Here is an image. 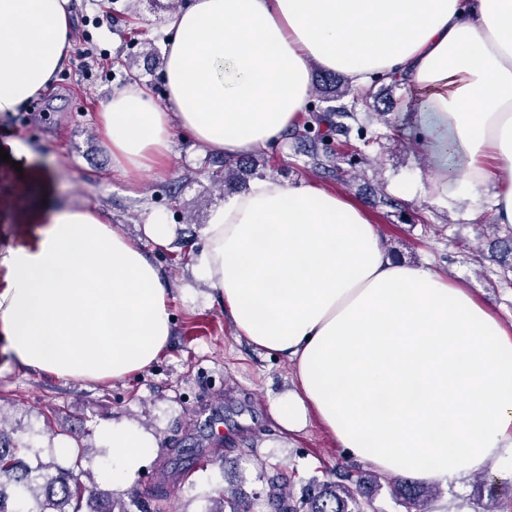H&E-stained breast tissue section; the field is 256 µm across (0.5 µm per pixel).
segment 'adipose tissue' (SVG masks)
Segmentation results:
<instances>
[{"label":"adipose tissue","instance_id":"obj_1","mask_svg":"<svg viewBox=\"0 0 512 512\" xmlns=\"http://www.w3.org/2000/svg\"><path fill=\"white\" fill-rule=\"evenodd\" d=\"M69 0H0V113L47 89L72 48ZM165 103L130 84L99 121L112 167L150 168L175 129L229 157L267 148L312 93V64L362 86L402 73L408 120L434 159L444 206L494 181L512 225V0H189L170 19ZM8 259L0 337L19 366L119 381L147 369L172 332L168 274L92 208L46 205ZM199 278L238 335L282 358L294 388L272 413L309 416L345 457L424 485L484 471L512 451V324L445 274L394 260L367 213L315 184L260 179L204 229ZM106 476L123 485L154 438L115 424Z\"/></svg>","mask_w":512,"mask_h":512}]
</instances>
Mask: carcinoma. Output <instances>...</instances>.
<instances>
[{
  "label": "carcinoma",
  "instance_id": "obj_1",
  "mask_svg": "<svg viewBox=\"0 0 512 512\" xmlns=\"http://www.w3.org/2000/svg\"><path fill=\"white\" fill-rule=\"evenodd\" d=\"M350 119L358 122L357 113L341 108L329 114L311 112L303 125V136L316 134L315 140L322 142L319 135L321 125L327 123L340 134L346 135L351 126ZM392 493L404 504L407 512H429L425 508L424 488L406 480L394 482ZM96 495L94 483L82 482L72 470L55 473L33 470L24 465L18 457V448L0 429V512H84ZM215 507L209 512H250L236 498H227L224 491L217 490L213 498ZM268 505L272 512H371L373 510L372 490L366 487V479L358 476H344V481L326 482L305 489L301 496L279 491L272 487Z\"/></svg>",
  "mask_w": 512,
  "mask_h": 512
}]
</instances>
